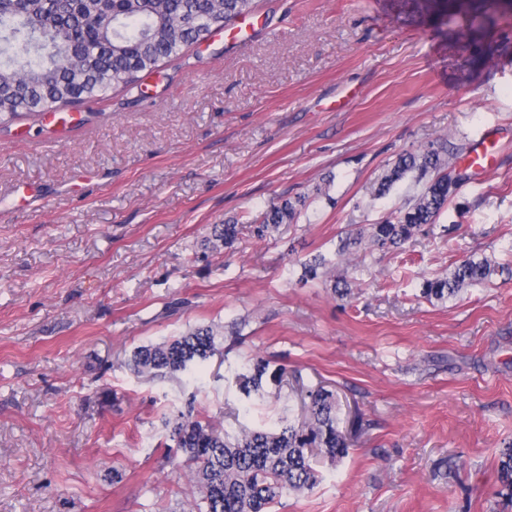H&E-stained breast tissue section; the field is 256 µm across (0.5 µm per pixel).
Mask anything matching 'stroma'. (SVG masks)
<instances>
[{
    "label": "stroma",
    "mask_w": 512,
    "mask_h": 512,
    "mask_svg": "<svg viewBox=\"0 0 512 512\" xmlns=\"http://www.w3.org/2000/svg\"><path fill=\"white\" fill-rule=\"evenodd\" d=\"M484 0H260L138 89L0 128V512H190L200 489L169 461L161 419L194 401L228 430L299 416L335 389L363 428L309 492L274 512H512L496 465L512 441V32L476 29ZM446 146L469 178L437 229L401 250L355 247L353 295L332 275L350 225L397 154ZM492 146L494 164L467 156ZM304 197L271 238L204 249L212 225ZM485 256L484 285L429 303L423 279ZM224 353L150 381L141 345L199 325ZM287 371L245 404L254 357ZM249 414H242V406Z\"/></svg>",
    "instance_id": "obj_1"
}]
</instances>
